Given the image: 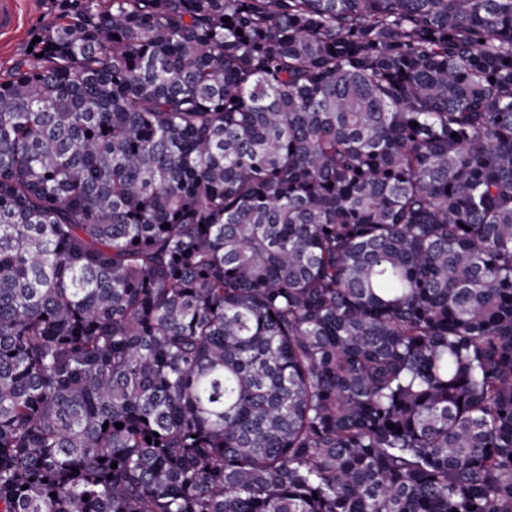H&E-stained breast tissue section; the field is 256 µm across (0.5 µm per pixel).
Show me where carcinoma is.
<instances>
[{"label":"carcinoma","instance_id":"1","mask_svg":"<svg viewBox=\"0 0 512 512\" xmlns=\"http://www.w3.org/2000/svg\"><path fill=\"white\" fill-rule=\"evenodd\" d=\"M36 36L0 512H512V0H52Z\"/></svg>","mask_w":512,"mask_h":512}]
</instances>
